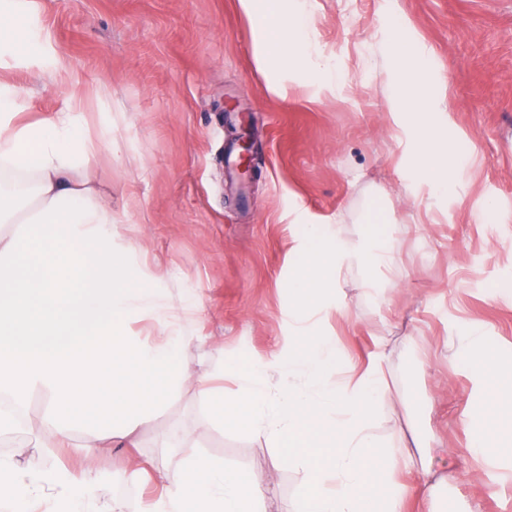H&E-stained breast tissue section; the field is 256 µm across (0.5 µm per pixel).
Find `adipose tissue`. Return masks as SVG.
<instances>
[{
	"label": "adipose tissue",
	"instance_id": "1",
	"mask_svg": "<svg viewBox=\"0 0 512 512\" xmlns=\"http://www.w3.org/2000/svg\"><path fill=\"white\" fill-rule=\"evenodd\" d=\"M254 32L258 67L275 59L309 60L320 78L316 92H336L326 60L314 59L315 16L305 0H237ZM38 33L27 0H0V54L29 55ZM108 83L70 98L51 116L21 107V86L0 77V436L23 428L29 398L46 401L47 447L77 446L79 467L24 469L0 456V512H126L123 501L101 503L95 452L102 441L136 444L145 421L170 406L186 382L180 353L206 349L208 337L186 334L163 277L140 263L139 249L116 241L112 209L103 202L92 166L111 121L95 120L89 99L111 97ZM408 112L425 148L409 165L438 191L449 185L451 151L433 133L432 113L450 111L442 93L392 100ZM291 271L283 346L244 369L200 375L195 392L217 425L264 439L281 464L308 480L292 512H404L409 487L402 474L430 476L401 439L380 440L375 415L391 402L383 355L363 369L343 368L337 338L315 313L360 260L393 269L389 237L361 249L311 226ZM155 334L140 336L139 323ZM450 350L477 367L482 421L474 455L512 456V369L501 367L479 331L452 339ZM235 388H213L214 376ZM284 390L274 391V382ZM84 431L75 442V431ZM158 495L140 512H267L262 488L246 473L196 452L190 440L169 450L155 469Z\"/></svg>",
	"mask_w": 512,
	"mask_h": 512
}]
</instances>
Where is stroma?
I'll list each match as a JSON object with an SVG mask.
<instances>
[{
	"label": "stroma",
	"mask_w": 512,
	"mask_h": 512,
	"mask_svg": "<svg viewBox=\"0 0 512 512\" xmlns=\"http://www.w3.org/2000/svg\"><path fill=\"white\" fill-rule=\"evenodd\" d=\"M309 2L314 53L340 84L318 98L297 64L257 67L236 0H30L47 50L0 59V72L32 88L23 104L37 113L111 84V99L91 107L112 116V148L96 173L116 235L142 246L141 261L201 308L198 328L220 346L211 357L185 347L191 371L244 367L282 345L306 225L368 243L373 217H387L396 272L353 265L339 294L346 316L323 329L348 365L385 356L399 400L380 411L378 432L419 443L433 476L453 474L440 512H512V461L484 464L470 451L479 378L444 347L475 326L512 367V0ZM397 34L454 107L446 133L466 156L451 173L455 193L435 197L409 181L406 162L420 142L388 101ZM51 57L75 74L72 85L36 82ZM245 134L260 172L248 191L224 163L227 140ZM369 280L381 282L387 304L369 296ZM44 413L32 395L29 426L0 439V456L34 469L76 462L38 447ZM174 429L201 454L248 472L268 512L303 489L304 471L279 466L264 440L216 427L190 389L142 426L137 455L162 465L160 441ZM126 458L122 448L101 456L100 495L137 512L155 489L126 478Z\"/></svg>",
	"instance_id": "obj_1"
}]
</instances>
